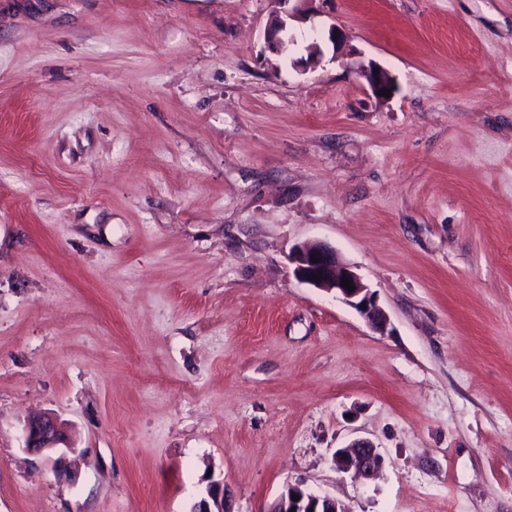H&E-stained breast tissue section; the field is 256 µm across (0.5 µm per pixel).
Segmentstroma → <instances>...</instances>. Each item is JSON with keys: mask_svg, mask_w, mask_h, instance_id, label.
<instances>
[{"mask_svg": "<svg viewBox=\"0 0 512 512\" xmlns=\"http://www.w3.org/2000/svg\"><path fill=\"white\" fill-rule=\"evenodd\" d=\"M276 8L0 0V512L214 479L230 512H512V0H311L275 49ZM307 241L387 333L295 278ZM36 414L75 451H27ZM374 68L379 67L369 66V69L361 71V75L367 81L372 94L378 98H386L381 96L383 89H386V93L387 90H391V96L396 89L395 78L382 68H379L378 73H375ZM312 258L317 259V263H312ZM290 261L294 265V276L300 282L326 292H334L357 310L374 331H387L388 317L378 305L374 293L351 267L339 259L333 247L323 242H306L294 249ZM318 273H321V278L315 281L313 274ZM342 276L350 279L352 291L342 286ZM333 460L338 471L352 472L355 479L374 476L384 466L383 456L367 440H358L347 447L336 449ZM292 496H299V500L293 501ZM292 508L295 512H345L336 499L316 494L302 483L289 487L272 512H291Z\"/></svg>", "mask_w": 512, "mask_h": 512, "instance_id": "35a3bbf8", "label": "stroma"}]
</instances>
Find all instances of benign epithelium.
I'll list each match as a JSON object with an SVG mask.
<instances>
[{
    "mask_svg": "<svg viewBox=\"0 0 512 512\" xmlns=\"http://www.w3.org/2000/svg\"><path fill=\"white\" fill-rule=\"evenodd\" d=\"M362 77L367 81L371 92L381 97L383 90H395V78L384 69L374 71L369 67L361 71ZM317 262H312V259ZM294 265L293 273L300 282L314 288L333 292L344 302L352 306L367 321L376 332L387 331L389 320L386 313L378 305L376 297L370 288L362 281L351 267L344 264L338 257L336 250L323 242H306L298 245L290 257ZM321 278H313L315 274ZM352 283L353 290L342 286V278ZM25 448L42 454L54 453L62 448L74 449L73 442L64 428L51 416L34 417L25 428ZM336 469L342 473H353V477L368 478L382 470L384 458L377 447L367 441L358 440L351 445L338 448L333 454ZM299 500L294 501L292 497ZM192 512H230L226 503L224 483L216 482L210 485L206 495L195 502ZM274 512H344L336 499L316 494L300 483L288 488L286 495L282 496Z\"/></svg>",
    "mask_w": 512,
    "mask_h": 512,
    "instance_id": "obj_1",
    "label": "benign epithelium"
}]
</instances>
